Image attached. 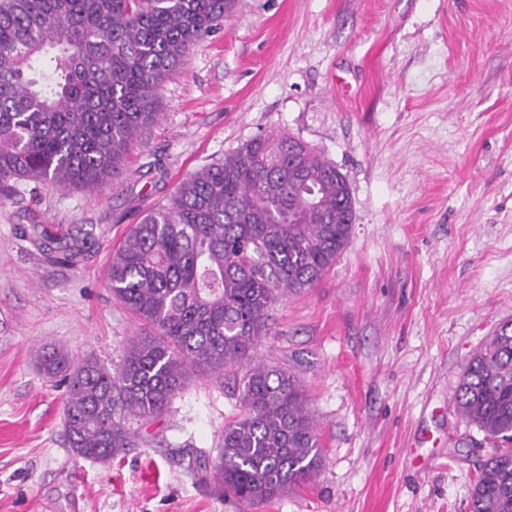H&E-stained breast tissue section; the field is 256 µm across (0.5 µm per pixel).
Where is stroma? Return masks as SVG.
I'll return each instance as SVG.
<instances>
[{"label":"stroma","instance_id":"1","mask_svg":"<svg viewBox=\"0 0 512 512\" xmlns=\"http://www.w3.org/2000/svg\"><path fill=\"white\" fill-rule=\"evenodd\" d=\"M158 109L112 185L0 194V512H468L489 444L453 398L512 319V0H234ZM270 131L352 191L346 249L274 300L252 358L307 391L319 468L254 506L216 493L244 363L192 377L112 461L75 456L37 352L117 368L142 326L107 286L113 250L185 177Z\"/></svg>","mask_w":512,"mask_h":512}]
</instances>
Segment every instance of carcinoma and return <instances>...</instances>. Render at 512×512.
I'll list each match as a JSON object with an SVG mask.
<instances>
[{
  "instance_id": "obj_1",
  "label": "carcinoma",
  "mask_w": 512,
  "mask_h": 512,
  "mask_svg": "<svg viewBox=\"0 0 512 512\" xmlns=\"http://www.w3.org/2000/svg\"><path fill=\"white\" fill-rule=\"evenodd\" d=\"M232 0H0V187L27 180L93 191L120 177L154 124L157 93ZM347 177L278 132L185 178L111 255L107 286L150 327L112 371L55 347L41 370L64 376L65 431L79 457L108 462L135 445L129 422L160 416L194 373L216 378L267 335L279 294L314 287L346 248ZM493 448L469 512H512V320L469 358L455 393ZM243 417L224 427L220 492L266 502L306 480L321 444L302 387L257 364L242 378Z\"/></svg>"
}]
</instances>
